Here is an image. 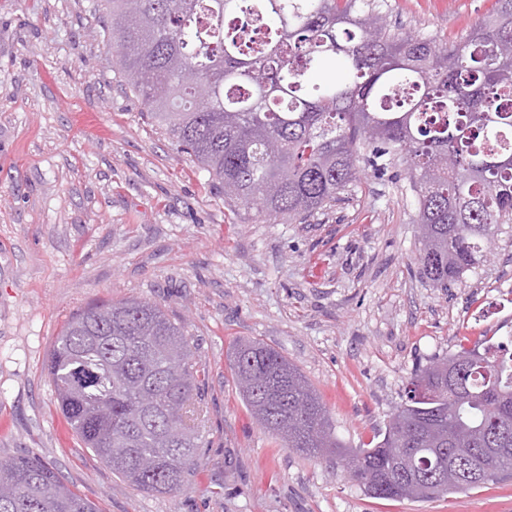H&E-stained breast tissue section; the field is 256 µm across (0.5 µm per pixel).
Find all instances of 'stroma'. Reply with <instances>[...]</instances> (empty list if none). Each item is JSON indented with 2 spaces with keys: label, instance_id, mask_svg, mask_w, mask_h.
<instances>
[{
  "label": "stroma",
  "instance_id": "1",
  "mask_svg": "<svg viewBox=\"0 0 512 512\" xmlns=\"http://www.w3.org/2000/svg\"><path fill=\"white\" fill-rule=\"evenodd\" d=\"M96 0H0V462L33 455L98 512H512V477L387 501L335 456L280 447L230 369L260 340L318 391L338 436L370 443L434 356L512 336V224L452 288L416 268L404 165L364 169L326 211L265 224L146 116L100 35ZM494 0H385L391 25L461 40ZM160 304L202 365L198 461L184 491L113 475L67 425L47 370L87 306Z\"/></svg>",
  "mask_w": 512,
  "mask_h": 512
}]
</instances>
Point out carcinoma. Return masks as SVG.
<instances>
[{
	"mask_svg": "<svg viewBox=\"0 0 512 512\" xmlns=\"http://www.w3.org/2000/svg\"><path fill=\"white\" fill-rule=\"evenodd\" d=\"M103 38L147 117L232 201L275 224L336 203L360 168L398 158L416 193L420 276L448 288L512 223V0L458 43L388 27L378 0H100ZM257 22L252 42L241 20ZM338 61L342 75L315 81ZM476 361L448 376L458 357ZM59 408L82 444L137 489L177 493L197 463L201 369L184 326L156 303L92 305L49 353ZM231 370L258 424L283 447L346 461L382 500L423 501L512 471V352L463 345L408 382L370 448L335 433L296 365L240 340ZM467 448L418 492L432 448ZM502 448L488 462L483 449ZM0 512H96L35 457L0 465Z\"/></svg>",
	"mask_w": 512,
	"mask_h": 512,
	"instance_id": "carcinoma-1",
	"label": "carcinoma"
}]
</instances>
